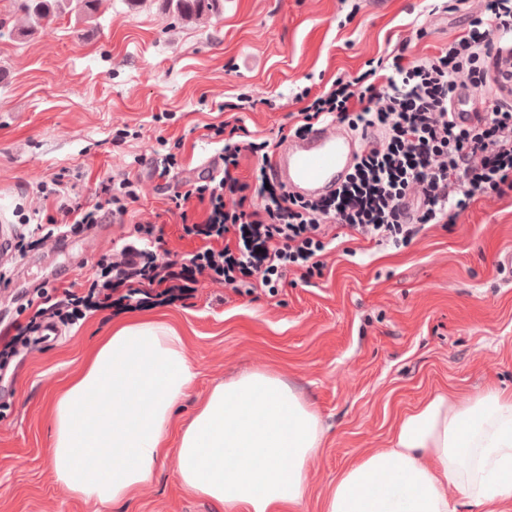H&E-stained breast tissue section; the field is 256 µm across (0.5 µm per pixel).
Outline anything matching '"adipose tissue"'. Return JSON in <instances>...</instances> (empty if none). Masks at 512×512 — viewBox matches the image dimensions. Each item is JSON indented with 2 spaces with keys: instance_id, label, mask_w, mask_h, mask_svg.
<instances>
[{
  "instance_id": "1",
  "label": "adipose tissue",
  "mask_w": 512,
  "mask_h": 512,
  "mask_svg": "<svg viewBox=\"0 0 512 512\" xmlns=\"http://www.w3.org/2000/svg\"><path fill=\"white\" fill-rule=\"evenodd\" d=\"M195 377L169 322L115 328L51 402L57 483L88 503L131 500L174 432L188 492L222 512H300L323 440L312 406L279 377L252 371L216 385L175 427ZM452 486L486 512L512 500V394H433L401 416L391 448L337 477L322 512H456Z\"/></svg>"
}]
</instances>
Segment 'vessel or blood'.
I'll return each mask as SVG.
<instances>
[{
  "instance_id": "obj_1",
  "label": "vessel or blood",
  "mask_w": 512,
  "mask_h": 512,
  "mask_svg": "<svg viewBox=\"0 0 512 512\" xmlns=\"http://www.w3.org/2000/svg\"><path fill=\"white\" fill-rule=\"evenodd\" d=\"M364 146V141L328 123L282 144L272 166L290 191L311 198L339 186Z\"/></svg>"
}]
</instances>
